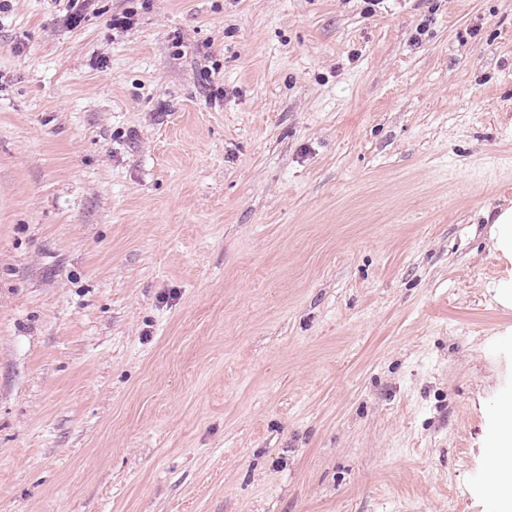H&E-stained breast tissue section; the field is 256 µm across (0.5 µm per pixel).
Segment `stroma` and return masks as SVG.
I'll return each mask as SVG.
<instances>
[{"instance_id": "stroma-1", "label": "stroma", "mask_w": 512, "mask_h": 512, "mask_svg": "<svg viewBox=\"0 0 512 512\" xmlns=\"http://www.w3.org/2000/svg\"><path fill=\"white\" fill-rule=\"evenodd\" d=\"M9 5L0 512L512 497V0ZM492 224L498 250L504 258L512 260V208H503ZM490 448L498 451L493 471L492 484L496 486L512 485V454L511 452H500V448H511L512 426L506 428L499 426L491 436Z\"/></svg>"}]
</instances>
